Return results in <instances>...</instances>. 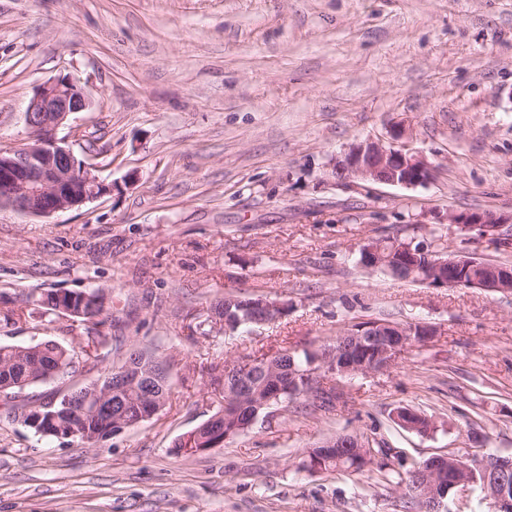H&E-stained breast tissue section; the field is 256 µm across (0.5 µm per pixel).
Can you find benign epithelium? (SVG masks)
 Returning a JSON list of instances; mask_svg holds the SVG:
<instances>
[{"mask_svg": "<svg viewBox=\"0 0 512 512\" xmlns=\"http://www.w3.org/2000/svg\"><path fill=\"white\" fill-rule=\"evenodd\" d=\"M90 105L84 89L68 76L59 77L38 87L26 109L24 122L29 130L30 143L16 148L0 149V207L9 206L34 216L48 217L91 200L101 198L113 188L92 173L91 165L76 158L72 147L58 130L70 116ZM333 176L345 183L376 182L405 187L424 185L432 179L433 165L407 145H384L365 140L348 147L331 159ZM449 224L461 231L481 238L496 239L505 247L512 244V234L502 233L512 223V214L494 211L450 212ZM400 261L408 276H414L413 259L426 255L427 276L421 282L431 287L481 288L488 291L512 292V268L493 264L470 255L444 256L423 244H407L398 248ZM385 262L383 246L373 240L361 250L360 263L368 270H376ZM69 306L58 311L74 317L86 316L83 293L64 294ZM240 304L245 320L265 324L278 319L288 305L263 297L243 299L228 295ZM435 335V328L426 323L397 324L367 321L340 334L336 340L323 346L316 360L318 368L308 372L305 393L316 394L317 374L320 371L344 376L367 374L390 368L400 351L412 343L425 344ZM391 336L393 342L379 345L376 339ZM280 357L267 358L262 365L254 361L224 365V381L235 384L245 380L255 368L265 374L270 390L277 395L283 387L294 388L296 382L286 381L279 368ZM140 382V416L146 420L160 412L167 403V395L151 380L140 381V373L132 366L116 370L108 376L107 385L93 381L63 395V401L72 415L89 413L98 416L108 429L131 426L124 415V407L112 404V389ZM55 402L37 405L24 413L27 424L41 432H49L53 417L46 413ZM347 442L354 444L353 453L363 465L371 463L367 439L350 435ZM512 471V456L481 455L460 457L439 454L425 460L413 476V492L427 512H442L444 499L453 490L474 482L472 476L482 477V488L493 500L496 512H512V486L506 476Z\"/></svg>", "mask_w": 512, "mask_h": 512, "instance_id": "benign-epithelium-1", "label": "benign epithelium"}]
</instances>
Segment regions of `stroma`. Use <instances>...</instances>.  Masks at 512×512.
Instances as JSON below:
<instances>
[{
  "mask_svg": "<svg viewBox=\"0 0 512 512\" xmlns=\"http://www.w3.org/2000/svg\"><path fill=\"white\" fill-rule=\"evenodd\" d=\"M67 75L91 106L61 133L114 191L37 217L0 209V344H72L47 292L104 289L122 347L166 361L172 395L97 446L35 433L29 406L96 378L83 361L0 408V512H416L395 473L431 456L512 454V293L433 288L362 267L383 237L512 267V248L443 224L512 213V0H0V148L26 142L35 88ZM435 166L414 188L327 172L393 127ZM286 301L226 332L225 295ZM18 310L4 320L6 310ZM368 320L437 333L388 370L321 376L207 452L174 441L224 403L225 363L316 349ZM431 431L399 427L398 408ZM379 448L358 471H313L340 435Z\"/></svg>",
  "mask_w": 512,
  "mask_h": 512,
  "instance_id": "obj_1",
  "label": "stroma"
}]
</instances>
